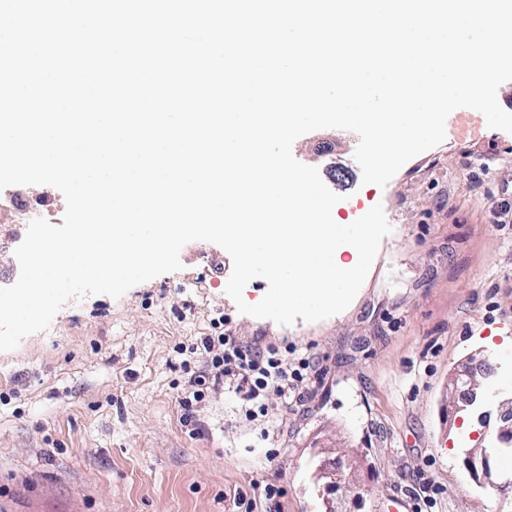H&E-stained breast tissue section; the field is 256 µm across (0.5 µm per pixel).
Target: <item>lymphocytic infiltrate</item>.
Masks as SVG:
<instances>
[{"label": "lymphocytic infiltrate", "mask_w": 512, "mask_h": 512, "mask_svg": "<svg viewBox=\"0 0 512 512\" xmlns=\"http://www.w3.org/2000/svg\"><path fill=\"white\" fill-rule=\"evenodd\" d=\"M200 364L193 370L184 397L180 401L185 424L197 425L196 408L206 398L208 390L228 385L243 403L247 420L254 421L266 415L264 402L269 392L290 394L302 387L307 362L297 369L287 370L277 347L256 351L241 344L229 331H218L203 337L192 348Z\"/></svg>", "instance_id": "1"}]
</instances>
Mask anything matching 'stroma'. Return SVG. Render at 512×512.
I'll use <instances>...</instances> for the list:
<instances>
[{"label":"stroma","mask_w":512,"mask_h":512,"mask_svg":"<svg viewBox=\"0 0 512 512\" xmlns=\"http://www.w3.org/2000/svg\"><path fill=\"white\" fill-rule=\"evenodd\" d=\"M359 137L321 129L294 157L340 195L344 223L382 205L392 231L343 312L281 326L239 313L225 288L230 255L192 241L182 270L120 298L69 302L48 328L0 352V512H512L478 487L467 448L496 435L448 386L465 366L484 388L512 376V134L484 128L440 145L380 187L362 181ZM223 321L245 345L307 360L296 393L269 394L245 419L219 386L182 424L180 347ZM339 470L331 485L318 464ZM280 486L273 501L265 484Z\"/></svg>","instance_id":"1"}]
</instances>
